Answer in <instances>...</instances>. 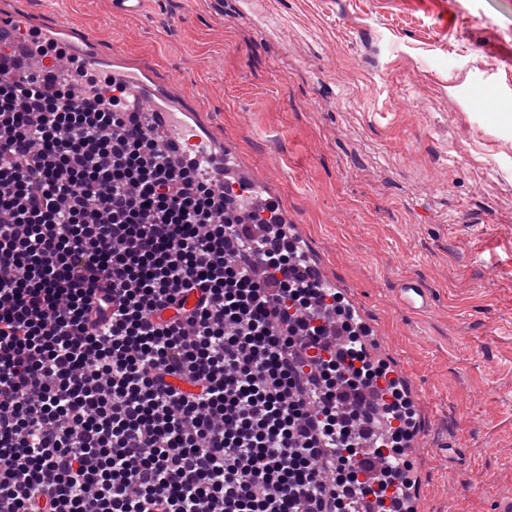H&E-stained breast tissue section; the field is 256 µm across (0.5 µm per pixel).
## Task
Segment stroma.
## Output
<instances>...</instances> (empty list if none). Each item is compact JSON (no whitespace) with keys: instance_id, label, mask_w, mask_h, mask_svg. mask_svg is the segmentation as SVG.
Returning <instances> with one entry per match:
<instances>
[{"instance_id":"35a3bbf8","label":"stroma","mask_w":512,"mask_h":512,"mask_svg":"<svg viewBox=\"0 0 512 512\" xmlns=\"http://www.w3.org/2000/svg\"><path fill=\"white\" fill-rule=\"evenodd\" d=\"M149 65L424 395L417 512L512 495V0H0ZM432 293L402 309L403 277ZM454 450L448 459L440 446Z\"/></svg>"}]
</instances>
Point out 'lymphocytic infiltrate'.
<instances>
[{
    "label": "lymphocytic infiltrate",
    "mask_w": 512,
    "mask_h": 512,
    "mask_svg": "<svg viewBox=\"0 0 512 512\" xmlns=\"http://www.w3.org/2000/svg\"><path fill=\"white\" fill-rule=\"evenodd\" d=\"M0 81V512H411V401L275 203L76 65Z\"/></svg>",
    "instance_id": "f902f5d3"
}]
</instances>
